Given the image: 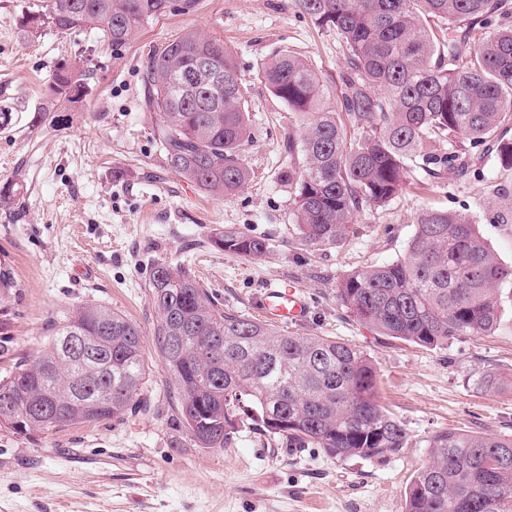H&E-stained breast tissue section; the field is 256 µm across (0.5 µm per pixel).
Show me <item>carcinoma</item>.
<instances>
[{
    "label": "carcinoma",
    "instance_id": "carcinoma-1",
    "mask_svg": "<svg viewBox=\"0 0 512 512\" xmlns=\"http://www.w3.org/2000/svg\"><path fill=\"white\" fill-rule=\"evenodd\" d=\"M172 0H50L41 14L61 33L92 27L117 52L166 14ZM333 29L347 49L343 91L296 53L274 51L263 66L270 94L291 112L300 156L282 180L293 189L296 241L315 250L345 243L353 220L393 200L408 167L430 178L468 174L466 148H496L512 169V0H295ZM444 21L435 29L430 20ZM497 27L477 43L473 24ZM210 60L224 81L196 80ZM145 102L161 119L165 162L216 197L249 179L241 155L249 104L233 54L189 29L150 56ZM79 72L62 64L49 84L57 103L75 104ZM347 120H342V117ZM447 148H433L434 143ZM485 217L512 223V184ZM226 252L258 257L262 238L233 228L213 236ZM512 285L479 224L465 213L428 209L405 255L336 284V299L383 336L426 348L484 336L501 315L495 295ZM149 288L159 318L153 340L169 376L172 419L197 448H226L248 428L288 448L386 460L408 436L378 401L377 370L360 349L322 336H290L223 308L182 267L159 265ZM87 336L76 350L66 339ZM50 349L22 359L0 379V427L17 434L117 418L140 396L144 333L120 312L79 306L54 320ZM428 460L411 477L403 512H512V435L448 428L425 440Z\"/></svg>",
    "mask_w": 512,
    "mask_h": 512
}]
</instances>
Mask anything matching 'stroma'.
I'll return each instance as SVG.
<instances>
[{
  "label": "stroma",
  "mask_w": 512,
  "mask_h": 512,
  "mask_svg": "<svg viewBox=\"0 0 512 512\" xmlns=\"http://www.w3.org/2000/svg\"><path fill=\"white\" fill-rule=\"evenodd\" d=\"M47 0H0V378L49 347L51 322L101 304L145 334L140 403L117 418L19 435L0 427V512H402L406 486L425 463V441L448 428L512 434V292L489 335L428 349L380 335L336 299V283L401 258L429 208L479 219L503 263L512 224L483 217L503 178L494 152L472 150L465 178L408 174L405 191L353 222L338 248L295 244L291 190L280 180L295 125L274 99L262 66L276 50L307 59L341 88L346 48L295 0H174L121 52L96 29L25 33L22 15ZM197 29L234 55L250 106L242 159L250 171L235 195L215 197L169 169L159 120L143 103L140 73L150 51ZM82 74L78 104L52 105L58 64ZM231 227L268 239L248 258L216 247ZM189 269L214 300L256 316L268 283L296 281L309 314L285 325L295 336L356 346L379 372L382 403L408 444L384 461L339 460L317 448H283L241 432L228 448L193 446L171 421L169 377L151 331L158 319L148 283L157 264Z\"/></svg>",
  "instance_id": "obj_1"
}]
</instances>
